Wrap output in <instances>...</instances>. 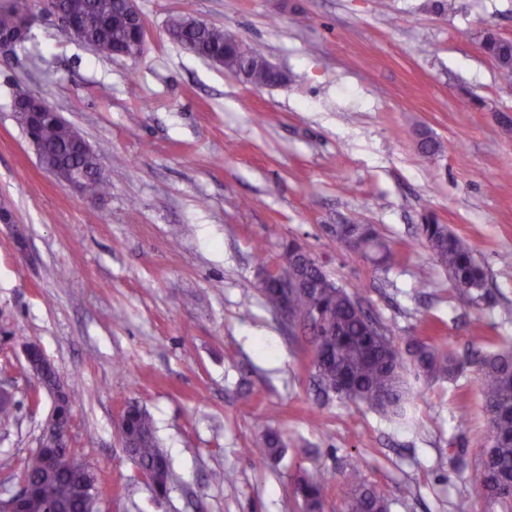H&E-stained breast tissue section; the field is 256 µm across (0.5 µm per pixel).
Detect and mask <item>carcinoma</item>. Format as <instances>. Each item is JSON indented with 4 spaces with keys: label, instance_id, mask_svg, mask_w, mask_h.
Masks as SVG:
<instances>
[{
    "label": "carcinoma",
    "instance_id": "1",
    "mask_svg": "<svg viewBox=\"0 0 512 512\" xmlns=\"http://www.w3.org/2000/svg\"><path fill=\"white\" fill-rule=\"evenodd\" d=\"M81 6L86 19L85 39L97 45L98 53L111 57L117 49L125 51L130 59L140 57L121 0H81ZM17 28L18 3L8 0L0 5V33H13ZM166 33L177 44L191 45L204 59L224 57L226 70L246 83L278 84L276 75L262 67L261 50L226 42L221 27H195L189 17L177 15L168 20ZM482 48L502 68L512 71L511 39L488 33ZM28 130L60 180L68 179L76 168L90 171L97 166V157L78 153L74 127L64 118L47 116ZM107 188V180L93 174L83 182V191L90 196L101 195ZM358 228L355 234L337 237L342 249L379 267L393 265L395 253L380 234L367 225ZM419 233L448 268L455 284L465 291L483 287L485 272L469 240L453 233L446 224H421ZM295 274L321 284L319 288L302 286L288 291V307L303 320L310 336L316 392L365 404L390 420L404 419L409 393L404 385L403 361L389 331L366 313L356 295L335 285L317 266L304 261ZM277 278L270 271L261 286L265 304L272 310L283 299ZM406 348L419 376L451 379L466 366L474 368L484 412H497L488 424V438L479 457V464L487 465L478 468L480 487L488 512H512V349L462 357L416 336L407 338ZM121 425L132 458L148 475L158 499L166 500L176 474L158 445L150 414L131 403L121 417ZM283 448L281 435L269 432L261 446L249 452L261 458H276ZM54 455V446L46 442L42 450H34L24 459L18 479L27 484L29 492L20 499L19 512H90L80 493V482L96 479L95 463L80 461L77 473L51 470L48 459ZM334 483L344 489V512H390L389 500L366 482L357 466L343 469L338 475L320 470L304 473L296 479L294 493L306 512H322L324 492Z\"/></svg>",
    "mask_w": 512,
    "mask_h": 512
}]
</instances>
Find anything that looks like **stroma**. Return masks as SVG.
Returning a JSON list of instances; mask_svg holds the SVG:
<instances>
[{
    "label": "stroma",
    "mask_w": 512,
    "mask_h": 512,
    "mask_svg": "<svg viewBox=\"0 0 512 512\" xmlns=\"http://www.w3.org/2000/svg\"><path fill=\"white\" fill-rule=\"evenodd\" d=\"M136 0L137 60L110 59L38 17L0 52V492L17 485L52 400L28 375L38 345L70 389L69 446L98 461V512H303V471L360 468L391 512H486L475 460L486 443L472 372L406 370L414 425L318 396L312 346L289 337L259 290L288 242L357 294L395 342L459 354L512 346V73L484 32L512 40V0ZM175 14L223 27L284 69L287 84L241 82L170 41ZM39 93L93 146L108 194L91 198L39 164L12 111ZM441 145L426 157L418 131ZM467 237L483 288L454 287L420 225ZM342 224H368L388 268L343 251ZM151 415L177 475L156 505L121 444L128 403ZM276 415H267L269 405ZM280 457L250 456L266 432Z\"/></svg>",
    "instance_id": "35a3bbf8"
}]
</instances>
